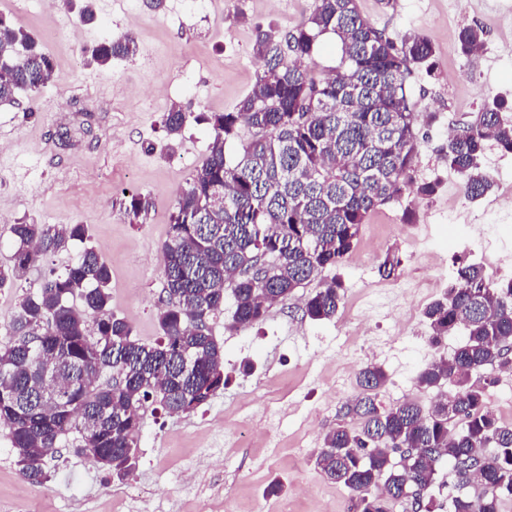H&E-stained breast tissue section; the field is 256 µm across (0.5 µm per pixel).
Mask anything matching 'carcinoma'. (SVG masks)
<instances>
[{"mask_svg":"<svg viewBox=\"0 0 512 512\" xmlns=\"http://www.w3.org/2000/svg\"><path fill=\"white\" fill-rule=\"evenodd\" d=\"M66 5L84 21L95 19V0ZM326 34L335 35L341 54L325 72L315 53ZM483 35L478 26L463 28L458 51L478 50ZM255 50L263 69L251 93L231 112L203 116L213 142L170 215L156 342L135 339L112 311L111 269L90 245L87 225H11L13 253L0 265V288L14 286L44 255L83 245L72 265L20 299L0 344V426L29 483L46 485L48 459L70 439L112 480H126L138 466L149 407L190 414L224 387V350L211 321L224 311L226 293L234 302L233 330L263 322L319 277L304 314L331 320L344 285L322 273L354 251L361 225L407 191L436 193L437 183L416 186L411 176L419 148L408 87L415 69L432 65L428 38L398 45L361 14L357 0H313L308 17L285 33L258 31ZM135 53L128 35L89 50L101 68ZM0 65L1 102L54 80L53 62L34 36L1 16ZM502 106L493 101L448 136L443 159L469 199L494 185L479 165L486 143L512 153V122ZM184 122L185 114L170 107L167 136H179ZM230 140L241 145L234 158L225 152ZM423 316L432 347L458 331L465 336L451 358H432L416 376L427 390L453 386V395L428 410L409 399L382 407L377 397L388 376L380 365L366 366L356 376L358 394L341 408L355 424L324 435L316 467L349 490L350 512H391L405 487H431L445 462L461 483L482 486L474 497H451L450 512H501L512 496V423L490 412L485 389L469 377L512 369L505 353L512 280L491 286L482 265L461 263ZM396 448L414 453L397 463Z\"/></svg>","mask_w":512,"mask_h":512,"instance_id":"cac0c4a2","label":"carcinoma"}]
</instances>
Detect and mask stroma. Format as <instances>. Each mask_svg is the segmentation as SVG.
<instances>
[{
    "label": "stroma",
    "instance_id": "1",
    "mask_svg": "<svg viewBox=\"0 0 512 512\" xmlns=\"http://www.w3.org/2000/svg\"><path fill=\"white\" fill-rule=\"evenodd\" d=\"M0 0V15L27 29L55 65L53 86L0 102V263L12 249L11 222L85 224L91 243L112 268V309L145 342L160 332L157 312L164 279L161 247L180 192L206 156L211 128L203 112H228L256 83L262 63L257 29L286 31L306 18L312 0H165L154 12L145 0H96L97 20L85 25L57 0ZM364 17L394 39L420 35L435 48L433 69H418L409 92L416 113V182L434 181L435 195H403L363 224L353 253L336 268L345 284L335 319L303 314L311 281L265 321L228 330L234 307L212 323L224 348L223 390L189 415L147 413L139 466L128 480L106 477L85 454L59 449L44 487L24 480L7 430L0 428V512H348L349 493L324 479L314 453L342 422V406L357 392L355 374L375 363L388 374L377 401L404 398L430 407L437 393L417 386L433 354L451 356L462 333L439 349L428 342L422 311L451 280L457 259H496L490 282L512 279V154L488 145L480 159L494 181L471 200L443 161L451 130L494 99L512 119V5L507 0H358ZM483 28L479 53L462 55L459 30ZM132 36L135 56L99 69L83 64L86 47ZM36 113H29V106ZM186 115L169 140L163 114ZM153 206L127 212L129 193ZM398 258L391 276L380 264ZM72 254L48 255L26 279L0 288V337L20 295Z\"/></svg>",
    "mask_w": 512,
    "mask_h": 512
}]
</instances>
